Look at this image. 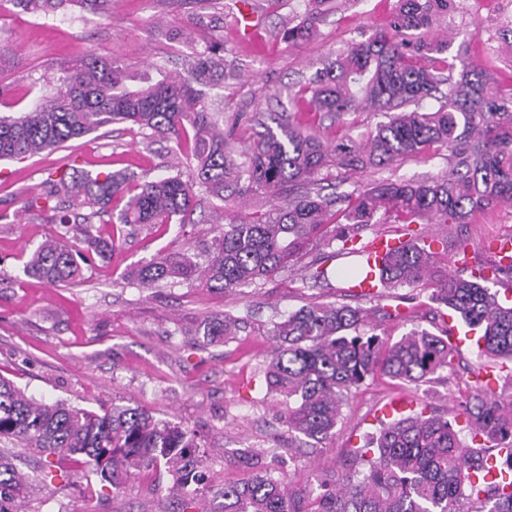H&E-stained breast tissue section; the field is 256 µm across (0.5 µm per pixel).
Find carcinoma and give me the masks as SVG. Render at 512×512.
Returning <instances> with one entry per match:
<instances>
[{
	"label": "carcinoma",
	"mask_w": 512,
	"mask_h": 512,
	"mask_svg": "<svg viewBox=\"0 0 512 512\" xmlns=\"http://www.w3.org/2000/svg\"><path fill=\"white\" fill-rule=\"evenodd\" d=\"M33 14L76 8L104 11L112 0H14ZM454 0H398L391 32L358 43L323 63L297 94L310 97L317 112L340 120L367 108L385 120L362 143L328 146L290 125L271 127L249 147L232 154V134L214 120L206 88L224 81V46L211 45L189 62L182 76L164 77L129 89L112 62L94 57L40 82L38 102L25 112L0 115V160L34 157L89 135L99 128L130 122L149 138L193 142L192 173L140 182L125 169L95 174L72 161L49 171L43 208L54 222L81 226L78 243H41L24 271L47 283L75 285L85 271L112 256L116 241L93 233L94 220L111 215L112 198L127 193L117 216L123 226L151 228L186 224L195 210L196 188L219 201L252 193L273 199L256 218L218 224L212 236L181 252H162L131 269L140 288L183 286L233 292L272 282L311 244L325 238L336 219V198L322 194L317 176L328 164L382 167L409 156L448 153V175L430 181L382 180L343 197L344 219L327 245L361 257L347 278L354 285L373 281L382 288L425 285L431 300L454 311L479 334L481 354L512 360V306L487 286L489 278H465L441 270L434 253L411 238L379 264L369 260L350 228L394 218L401 224L434 219L463 224L476 210L512 203V88L504 92L482 72H454L448 40L429 36L433 20ZM319 16L282 30L291 44L313 37ZM334 273L318 261L306 279L331 286ZM230 315L204 323L205 338L236 334ZM276 341L265 364L269 392L286 399L280 419L288 434L306 448L335 435L344 400L379 373L418 385L454 367L448 337L425 329L391 342L378 334L368 310L348 304L310 303L273 323ZM472 445L448 419L417 413L384 423L368 446L350 449L321 476V492L311 496L273 477L256 448L228 451L250 471L242 484H226L222 512H512V490L497 482L465 493L468 471L479 469L497 448L498 468L512 474V400L482 396L459 403ZM196 434L179 423L126 406L99 410L52 404L27 396L0 377V512H28L33 487L16 461L22 448L43 457L45 474L54 458L65 456L83 473L87 487L118 490L134 471L166 475L179 496L178 512L195 508L203 480Z\"/></svg>",
	"instance_id": "carcinoma-1"
}]
</instances>
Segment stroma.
I'll return each mask as SVG.
<instances>
[{"label": "stroma", "instance_id": "obj_1", "mask_svg": "<svg viewBox=\"0 0 512 512\" xmlns=\"http://www.w3.org/2000/svg\"><path fill=\"white\" fill-rule=\"evenodd\" d=\"M256 30L244 37L238 0H112L107 14L89 12L39 17L0 0V113L20 112L35 101V82L61 75L88 54L109 59L134 79L157 80L185 68L187 55L222 44L224 60L236 79L209 88V99L223 107L221 127L248 144L257 120L271 117L302 125L333 144L359 138L380 122L374 112H355L343 120L312 110L295 98L296 85L356 42L389 31L397 0H338L317 23V36L291 44L279 35L289 18L304 16L307 0H250ZM512 0H454L437 18L434 32L463 46L456 66L490 73L501 86L512 85V48L500 34ZM94 171L103 163L126 168L144 180L189 174L190 147L148 139L138 127L114 124L39 157L0 161V375L28 396L48 403L65 400L95 409L102 405L139 407L160 419L198 429L208 436L207 488L198 512H221L218 490L246 479V471L224 458L225 449L264 451L274 476L317 491L318 478L340 456L363 447L375 433L385 408L405 403L455 413L459 401L478 394L476 373L489 364L474 339L457 346L455 366L432 382L411 385L385 376L368 378L345 402L334 436L318 448L288 447L280 421L281 397L268 393L264 364L274 346L272 321L312 302L383 308L385 338L396 341L414 328L438 334L458 325L457 317L436 321L430 290L398 287L373 298L349 296L348 281L331 287L304 282L308 263L324 249L310 245L276 281L232 293L206 288H138L124 281L131 266L164 249L182 250L206 234L212 207L200 195L199 224H172L126 236L111 263L89 271L79 285L53 287L28 278L23 266L45 239L60 232L47 213L26 210L38 196L48 171L71 161ZM448 171L447 155L408 158L388 168L322 170L326 193L347 194L386 179L426 181ZM421 240L438 242L437 258L449 272L470 275L495 263L489 245L512 238V203L475 213L466 224H418ZM240 317L235 340H204L208 318ZM33 506L36 512H175L168 478L144 471L121 491L88 493L86 481L62 464Z\"/></svg>", "mask_w": 512, "mask_h": 512}]
</instances>
